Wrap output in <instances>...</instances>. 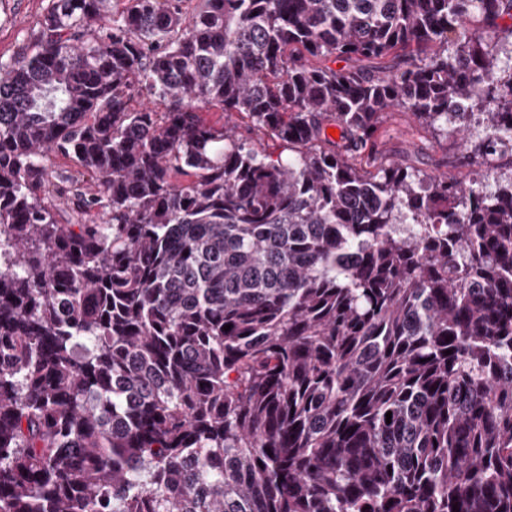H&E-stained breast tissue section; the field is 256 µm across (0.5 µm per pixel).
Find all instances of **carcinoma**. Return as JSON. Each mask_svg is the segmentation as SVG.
Returning a JSON list of instances; mask_svg holds the SVG:
<instances>
[{"label":"carcinoma","instance_id":"carcinoma-1","mask_svg":"<svg viewBox=\"0 0 512 512\" xmlns=\"http://www.w3.org/2000/svg\"><path fill=\"white\" fill-rule=\"evenodd\" d=\"M121 2L0 62V512H512V177L355 156L512 157V0ZM448 124L445 131L422 127L410 114L395 110L385 118L376 139V161L367 170L376 172L381 166L391 163H403L423 173L447 176L448 179H463L480 174L487 191H494L498 184L504 182L510 173L507 156H495L478 159V166L461 168L455 162L456 133ZM237 131L238 137L247 139L265 154H271L273 159H276L281 152H283V156L288 155V150H284L280 143L273 139L264 129L255 127L251 130H246L242 125Z\"/></svg>","mask_w":512,"mask_h":512}]
</instances>
